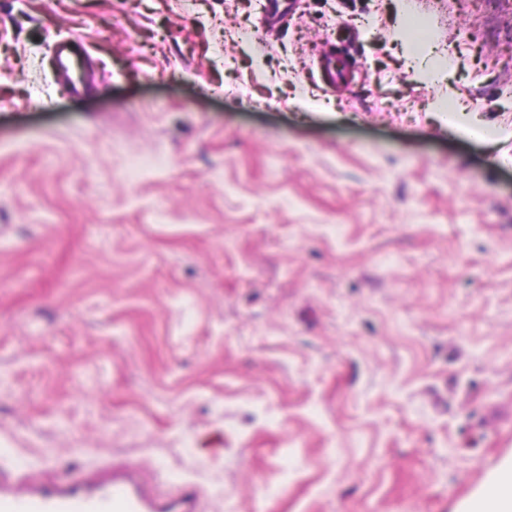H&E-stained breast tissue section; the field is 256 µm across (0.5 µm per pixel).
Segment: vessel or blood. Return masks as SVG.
<instances>
[{
  "label": "vessel or blood",
  "instance_id": "obj_1",
  "mask_svg": "<svg viewBox=\"0 0 512 512\" xmlns=\"http://www.w3.org/2000/svg\"><path fill=\"white\" fill-rule=\"evenodd\" d=\"M26 491L16 490L0 470V512H196L195 491L167 500L152 497L134 471L94 482L79 476L63 485L43 483L39 471L25 475Z\"/></svg>",
  "mask_w": 512,
  "mask_h": 512
}]
</instances>
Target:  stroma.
Returning <instances> with one entry per match:
<instances>
[{"mask_svg": "<svg viewBox=\"0 0 512 512\" xmlns=\"http://www.w3.org/2000/svg\"><path fill=\"white\" fill-rule=\"evenodd\" d=\"M288 2L0 0V468L199 512H472L512 473V0Z\"/></svg>", "mask_w": 512, "mask_h": 512, "instance_id": "35a3bbf8", "label": "stroma"}]
</instances>
